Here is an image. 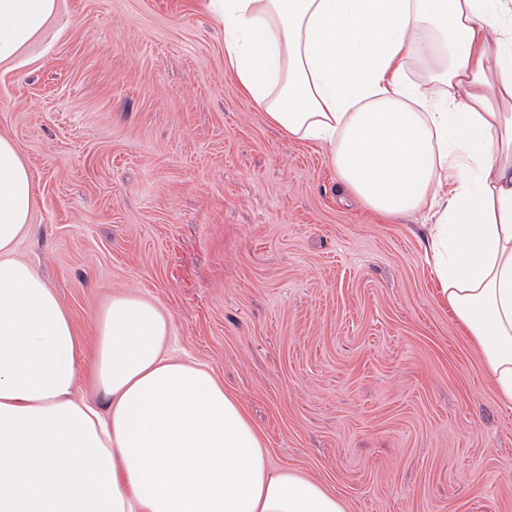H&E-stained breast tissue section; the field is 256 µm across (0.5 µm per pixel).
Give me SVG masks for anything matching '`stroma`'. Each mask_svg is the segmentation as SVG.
Returning <instances> with one entry per match:
<instances>
[{"mask_svg": "<svg viewBox=\"0 0 512 512\" xmlns=\"http://www.w3.org/2000/svg\"><path fill=\"white\" fill-rule=\"evenodd\" d=\"M0 65L35 205L16 253L85 351L114 294L172 321L263 435L347 512H512V406L438 296L422 219L383 221L328 149L242 94L204 0H58Z\"/></svg>", "mask_w": 512, "mask_h": 512, "instance_id": "stroma-1", "label": "stroma"}]
</instances>
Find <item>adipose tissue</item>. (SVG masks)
Returning a JSON list of instances; mask_svg holds the SVG:
<instances>
[{
  "label": "adipose tissue",
  "mask_w": 512,
  "mask_h": 512,
  "mask_svg": "<svg viewBox=\"0 0 512 512\" xmlns=\"http://www.w3.org/2000/svg\"><path fill=\"white\" fill-rule=\"evenodd\" d=\"M243 94L327 146L376 214H429L441 297L512 405V0H207ZM57 0H0V64ZM425 70L423 83L404 78ZM34 181L0 136V512H346L267 461L244 407L171 357L151 301L114 295L92 358L53 288L16 255ZM89 361L109 397L76 391Z\"/></svg>",
  "instance_id": "1"
}]
</instances>
